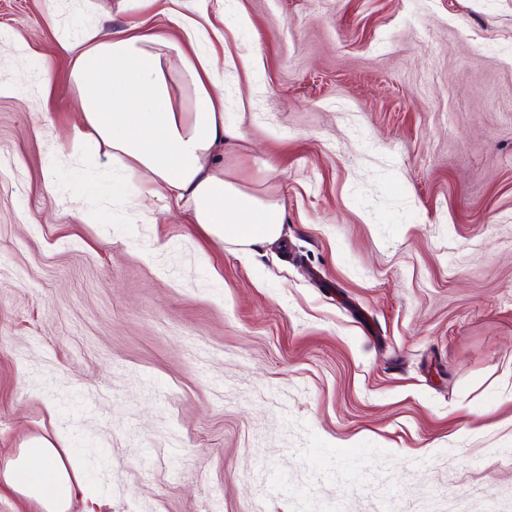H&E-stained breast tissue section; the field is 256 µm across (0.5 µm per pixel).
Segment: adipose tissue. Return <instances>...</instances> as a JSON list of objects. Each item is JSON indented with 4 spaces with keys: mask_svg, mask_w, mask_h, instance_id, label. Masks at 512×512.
Instances as JSON below:
<instances>
[{
    "mask_svg": "<svg viewBox=\"0 0 512 512\" xmlns=\"http://www.w3.org/2000/svg\"><path fill=\"white\" fill-rule=\"evenodd\" d=\"M170 21L180 37L140 23L107 35L86 30L59 44L82 116L71 149L117 164L126 196L184 202L190 223L220 243L244 251L274 242L283 206L225 177L218 158L226 138L243 136L224 120L219 60L200 49L201 31L190 19ZM0 478L42 512H69L86 493L76 462L43 441L22 449Z\"/></svg>",
    "mask_w": 512,
    "mask_h": 512,
    "instance_id": "1",
    "label": "adipose tissue"
}]
</instances>
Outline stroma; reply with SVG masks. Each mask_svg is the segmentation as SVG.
<instances>
[{"instance_id":"35a3bbf8","label":"stroma","mask_w":512,"mask_h":512,"mask_svg":"<svg viewBox=\"0 0 512 512\" xmlns=\"http://www.w3.org/2000/svg\"><path fill=\"white\" fill-rule=\"evenodd\" d=\"M226 177L206 236L70 152L57 43L182 0H0V464L70 512H512V0H206ZM5 483L23 497L38 503L41 512H68L74 499L86 490L77 463L61 448L33 441L3 472Z\"/></svg>"}]
</instances>
